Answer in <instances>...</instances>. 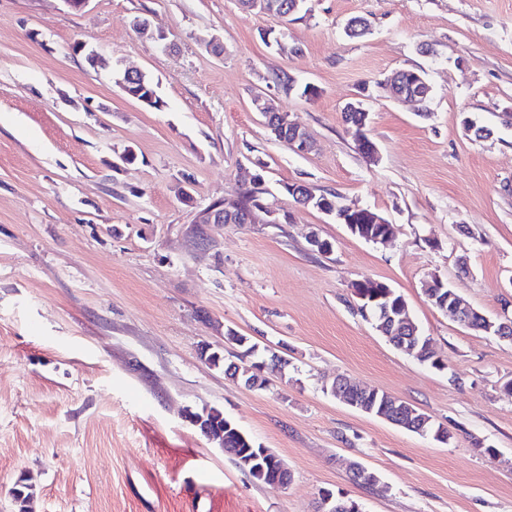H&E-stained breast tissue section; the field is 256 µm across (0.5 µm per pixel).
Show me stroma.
I'll list each match as a JSON object with an SVG mask.
<instances>
[{
  "label": "stroma",
  "mask_w": 512,
  "mask_h": 512,
  "mask_svg": "<svg viewBox=\"0 0 512 512\" xmlns=\"http://www.w3.org/2000/svg\"><path fill=\"white\" fill-rule=\"evenodd\" d=\"M284 22L237 0H0V512H512V341L472 331L424 292L432 275L486 316L512 317V0H308ZM173 49L140 37L134 17ZM354 16L370 30L346 36ZM218 38L222 54L207 43ZM158 85L127 97L76 43ZM398 69L418 107L378 86ZM313 85V98L301 96ZM263 94L310 134L276 140ZM362 97L377 162L342 121ZM491 128L474 140L463 117ZM131 161H122L124 149ZM261 174L283 224H198ZM301 181L394 224L372 244L285 190ZM191 196L183 202L178 187ZM333 250H311L309 234ZM401 295L440 367L394 348L352 284ZM286 358L249 388L205 353ZM393 394L448 429L441 443L330 393L336 378ZM217 408L286 464L255 482L183 410ZM374 472L354 483L351 462ZM416 72L422 75L421 72ZM419 74H414L415 77L411 80V83L401 91H398V88L393 85L392 77L381 82L380 88L385 90L395 100H405L417 104L425 103L431 97L432 88L425 77L423 78ZM253 107L279 126L281 141L288 145V149L298 154H305L311 151L310 140L304 135L305 130L289 119L287 113L273 112L266 105L263 95L257 94L253 98ZM279 120V122H278Z\"/></svg>",
  "instance_id": "35a3bbf8"
}]
</instances>
